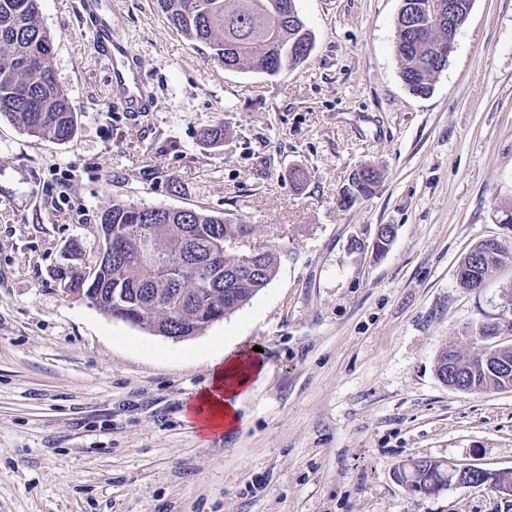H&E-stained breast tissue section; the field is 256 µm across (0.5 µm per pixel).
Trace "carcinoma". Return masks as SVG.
Wrapping results in <instances>:
<instances>
[{
    "instance_id": "obj_1",
    "label": "carcinoma",
    "mask_w": 512,
    "mask_h": 512,
    "mask_svg": "<svg viewBox=\"0 0 512 512\" xmlns=\"http://www.w3.org/2000/svg\"><path fill=\"white\" fill-rule=\"evenodd\" d=\"M295 0H157L178 31L209 50V58L226 69L276 76L306 61L315 46L313 33L291 18ZM423 0H403L396 29L414 12L421 35L409 48L399 49L401 78L409 91L426 96L432 91L433 48L448 30L423 12ZM52 38L38 19V0H0V118L24 133L65 142L76 133L77 121L67 93L52 67ZM366 178L343 190L359 200L369 197L378 183L377 172L361 168ZM112 239V259L94 260L95 273L84 278L80 268H58L64 288H81L92 304L157 336L199 331L220 311L228 315L247 302L274 277L278 258L261 250L254 271L227 242L251 233L248 224H231L221 215L196 210L114 204L100 218ZM478 262L471 280L485 278L489 269L511 258L505 248L474 247ZM441 375L453 374L470 392L503 389L512 373L501 374L495 361L473 358L462 369L449 371L448 351L437 364ZM429 490L445 481L429 462L415 474Z\"/></svg>"
}]
</instances>
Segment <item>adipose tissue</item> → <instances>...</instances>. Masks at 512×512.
Segmentation results:
<instances>
[{
	"instance_id": "ef3b65f1",
	"label": "adipose tissue",
	"mask_w": 512,
	"mask_h": 512,
	"mask_svg": "<svg viewBox=\"0 0 512 512\" xmlns=\"http://www.w3.org/2000/svg\"><path fill=\"white\" fill-rule=\"evenodd\" d=\"M260 366L250 353L230 348L212 361L210 384L185 405L186 415L200 434L230 432L240 426L237 409L241 399L250 393V382Z\"/></svg>"
}]
</instances>
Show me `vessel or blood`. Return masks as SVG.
Wrapping results in <instances>:
<instances>
[{
    "label": "vessel or blood",
    "mask_w": 512,
    "mask_h": 512,
    "mask_svg": "<svg viewBox=\"0 0 512 512\" xmlns=\"http://www.w3.org/2000/svg\"><path fill=\"white\" fill-rule=\"evenodd\" d=\"M83 9L91 20L93 38L99 52L113 62L112 87L125 104L139 110L148 101L138 71V62L130 47L112 33V24L98 13L95 0H84Z\"/></svg>",
    "instance_id": "1"
}]
</instances>
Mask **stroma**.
I'll list each match as a JSON object with an SVG mask.
<instances>
[{
    "mask_svg": "<svg viewBox=\"0 0 512 512\" xmlns=\"http://www.w3.org/2000/svg\"><path fill=\"white\" fill-rule=\"evenodd\" d=\"M82 2L39 0L75 137L0 120V512H512L491 489L422 496L394 475L410 458L512 468V388L436 374L447 343L487 347L467 328L512 321V261L456 279L480 241L512 251V0H472L427 96L401 78L402 0H295L315 48L274 77L214 63L157 0H98L145 112L113 94ZM364 166L374 193L341 208ZM115 203L251 225L276 275L179 342L112 319L55 272L71 240L96 256ZM230 346L262 349L247 425L204 436L184 405Z\"/></svg>",
    "mask_w": 512,
    "mask_h": 512,
    "instance_id": "35a3bbf8",
    "label": "stroma"
}]
</instances>
